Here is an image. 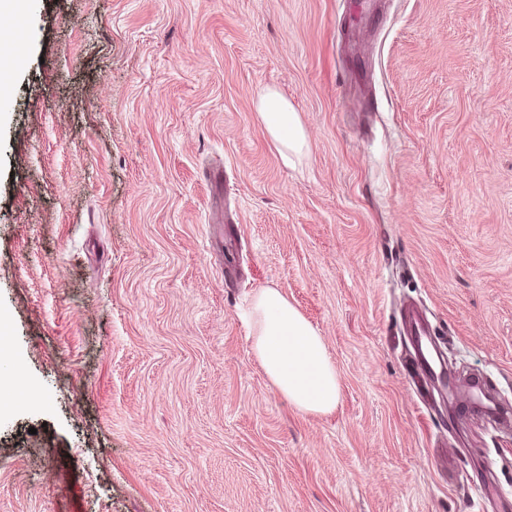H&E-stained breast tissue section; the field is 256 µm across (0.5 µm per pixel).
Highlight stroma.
<instances>
[{"mask_svg": "<svg viewBox=\"0 0 512 512\" xmlns=\"http://www.w3.org/2000/svg\"><path fill=\"white\" fill-rule=\"evenodd\" d=\"M0 33V512H512V428L422 402L402 324L512 406V0H38ZM265 287L335 411L255 359ZM11 44L10 39L1 34L0 37V103L5 100L9 94V74L15 63V57L12 53L6 52L4 46ZM256 109L283 165H294L307 146V134L298 112L285 97L270 88L258 95ZM252 351L274 387L299 411L336 409L340 385L323 337L277 288H261L250 312Z\"/></svg>", "mask_w": 512, "mask_h": 512, "instance_id": "1", "label": "stroma"}]
</instances>
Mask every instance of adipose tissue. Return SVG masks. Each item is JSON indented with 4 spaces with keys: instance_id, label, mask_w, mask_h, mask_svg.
<instances>
[{
    "instance_id": "obj_1",
    "label": "adipose tissue",
    "mask_w": 512,
    "mask_h": 512,
    "mask_svg": "<svg viewBox=\"0 0 512 512\" xmlns=\"http://www.w3.org/2000/svg\"><path fill=\"white\" fill-rule=\"evenodd\" d=\"M256 109L283 165H294L307 146L298 113L270 88L259 94ZM250 326L253 355L280 394L302 412L334 411L340 397L336 368L322 336L287 296L276 288L259 289Z\"/></svg>"
}]
</instances>
